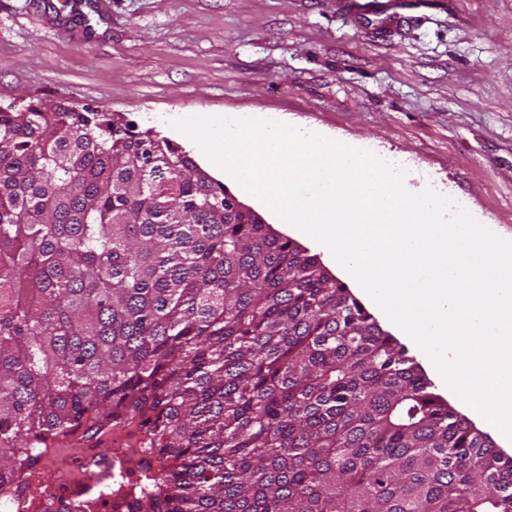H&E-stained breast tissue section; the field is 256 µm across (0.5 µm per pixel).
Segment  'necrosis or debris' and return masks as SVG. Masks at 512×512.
<instances>
[{
	"label": "necrosis or debris",
	"instance_id": "obj_1",
	"mask_svg": "<svg viewBox=\"0 0 512 512\" xmlns=\"http://www.w3.org/2000/svg\"><path fill=\"white\" fill-rule=\"evenodd\" d=\"M131 425H112L81 443L57 437L46 448H21L12 480L0 485V512H130L134 489L168 463Z\"/></svg>",
	"mask_w": 512,
	"mask_h": 512
}]
</instances>
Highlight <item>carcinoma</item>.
I'll return each instance as SVG.
<instances>
[{"instance_id":"cac0c4a2","label":"carcinoma","mask_w":512,"mask_h":512,"mask_svg":"<svg viewBox=\"0 0 512 512\" xmlns=\"http://www.w3.org/2000/svg\"><path fill=\"white\" fill-rule=\"evenodd\" d=\"M172 140L0 104V484L137 420L132 512H512V457L317 255Z\"/></svg>"}]
</instances>
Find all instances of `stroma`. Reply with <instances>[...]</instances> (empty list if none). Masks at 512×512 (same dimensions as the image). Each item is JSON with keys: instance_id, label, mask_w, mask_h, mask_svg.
I'll return each instance as SVG.
<instances>
[{"instance_id": "obj_1", "label": "stroma", "mask_w": 512, "mask_h": 512, "mask_svg": "<svg viewBox=\"0 0 512 512\" xmlns=\"http://www.w3.org/2000/svg\"><path fill=\"white\" fill-rule=\"evenodd\" d=\"M0 0V103L169 122L271 116L398 160L512 240V0H395L400 24L336 0Z\"/></svg>"}]
</instances>
